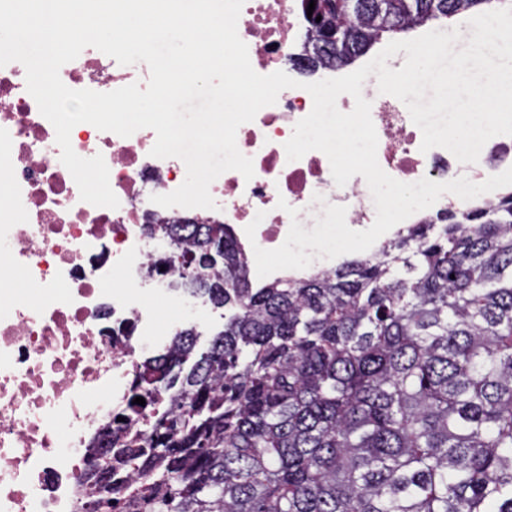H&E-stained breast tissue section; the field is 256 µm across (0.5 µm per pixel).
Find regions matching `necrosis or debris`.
Listing matches in <instances>:
<instances>
[{
    "label": "necrosis or debris",
    "mask_w": 512,
    "mask_h": 512,
    "mask_svg": "<svg viewBox=\"0 0 512 512\" xmlns=\"http://www.w3.org/2000/svg\"><path fill=\"white\" fill-rule=\"evenodd\" d=\"M304 26L299 0H245L238 34L253 69L280 70ZM149 75L148 66L131 73L93 47L60 69L67 87L96 92L143 87ZM362 95L371 103L378 163L398 181H483L512 167V136H496L477 163L463 164L442 147L421 152L422 132L400 100L368 89ZM312 107L306 90L288 88L238 128L237 146L255 175L221 174L210 185L212 209L151 202L185 180L182 160L151 156L152 129L122 137L77 124L71 145L84 158L103 155L120 201L111 209L81 200L55 129L27 91L24 66L0 67V177L10 187L0 208V512H85L88 459L100 453L108 430H119L143 357L169 349L179 325L161 327L144 297L164 300L179 315L189 304L173 286V268L152 271L168 246L146 236V225L190 216L227 225L241 246L269 250L285 241L292 221L314 224L326 202L346 207L351 229L373 224L362 176L337 186L317 150L288 160L284 145ZM282 199L297 217L278 208ZM260 211L264 220L247 237Z\"/></svg>",
    "instance_id": "4bbe7bcc"
}]
</instances>
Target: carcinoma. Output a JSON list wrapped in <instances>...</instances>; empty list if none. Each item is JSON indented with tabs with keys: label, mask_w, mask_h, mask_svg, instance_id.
<instances>
[{
	"label": "carcinoma",
	"mask_w": 512,
	"mask_h": 512,
	"mask_svg": "<svg viewBox=\"0 0 512 512\" xmlns=\"http://www.w3.org/2000/svg\"><path fill=\"white\" fill-rule=\"evenodd\" d=\"M333 2L345 66L385 33L492 0ZM179 284L224 308L195 352L143 364L123 500L91 512H512V190L397 235L372 257L253 287L224 224H157ZM224 247V265L200 264Z\"/></svg>",
	"instance_id": "cac0c4a2"
}]
</instances>
